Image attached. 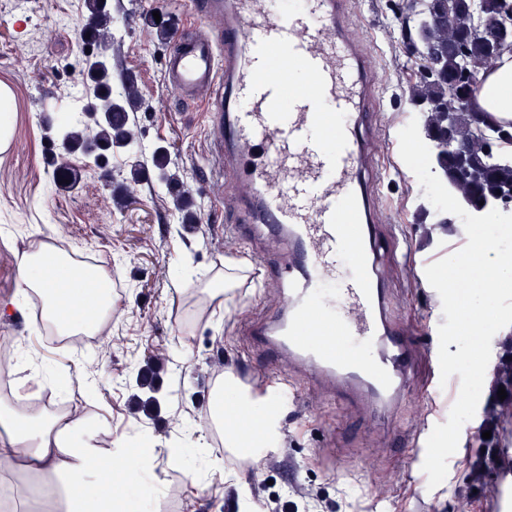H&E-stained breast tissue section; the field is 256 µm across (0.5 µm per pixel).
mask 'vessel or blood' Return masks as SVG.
<instances>
[{
  "label": "vessel or blood",
  "mask_w": 512,
  "mask_h": 512,
  "mask_svg": "<svg viewBox=\"0 0 512 512\" xmlns=\"http://www.w3.org/2000/svg\"><path fill=\"white\" fill-rule=\"evenodd\" d=\"M224 15V28L174 37L165 78L181 101L209 93L222 132L212 177L233 166L249 189L247 236L288 241L267 276L281 315L252 328L264 348L312 377L339 382L344 398L383 411L410 381L411 343L385 309L372 248L376 198L362 175L358 129L372 98L364 47L348 32V0H188ZM287 59L298 75L272 65ZM350 272H343L346 260Z\"/></svg>",
  "instance_id": "vessel-or-blood-1"
}]
</instances>
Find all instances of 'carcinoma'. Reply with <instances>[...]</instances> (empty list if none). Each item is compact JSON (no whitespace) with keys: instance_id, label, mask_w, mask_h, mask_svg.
Returning a JSON list of instances; mask_svg holds the SVG:
<instances>
[{"instance_id":"obj_1","label":"carcinoma","mask_w":512,"mask_h":512,"mask_svg":"<svg viewBox=\"0 0 512 512\" xmlns=\"http://www.w3.org/2000/svg\"><path fill=\"white\" fill-rule=\"evenodd\" d=\"M84 2L86 32L101 43L109 42L112 16L102 10L100 0ZM507 11L512 12V0H423L417 14L404 13L400 18L406 36H418L421 52L432 45L448 46L443 71L433 76L421 74L412 97L428 112L427 139L442 143L451 134L466 141L464 159L444 149L437 164L448 185L480 212L498 207L495 191L512 190V156L492 152V141L505 124L489 112L467 110L459 99L472 90V79L465 74L468 58L484 55L500 38V29L486 21ZM86 69L98 91L95 111L87 114L85 121L73 112L61 116L55 126L56 137L86 154L101 145L135 146L129 112L136 110V90L128 85L113 89L109 68L101 60L87 64Z\"/></svg>"}]
</instances>
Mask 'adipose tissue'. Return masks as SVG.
<instances>
[{
	"mask_svg": "<svg viewBox=\"0 0 512 512\" xmlns=\"http://www.w3.org/2000/svg\"><path fill=\"white\" fill-rule=\"evenodd\" d=\"M477 102L497 118L512 119V55H503L485 74ZM13 257L18 286L38 297L58 335H108L112 295L99 290L111 278L107 268L80 269L49 238ZM21 400L16 390L0 395V476L14 480L20 492L11 504L13 512H26L25 492L32 481L53 496L55 512H135L138 478L154 474L159 464L184 462L182 453L163 457L150 447L131 453L113 437L111 415L44 407L32 411L22 408ZM209 421L226 424L224 445L231 449L269 447L279 438L278 418L265 397L229 382L215 389Z\"/></svg>",
	"mask_w": 512,
	"mask_h": 512,
	"instance_id": "1",
	"label": "adipose tissue"
}]
</instances>
